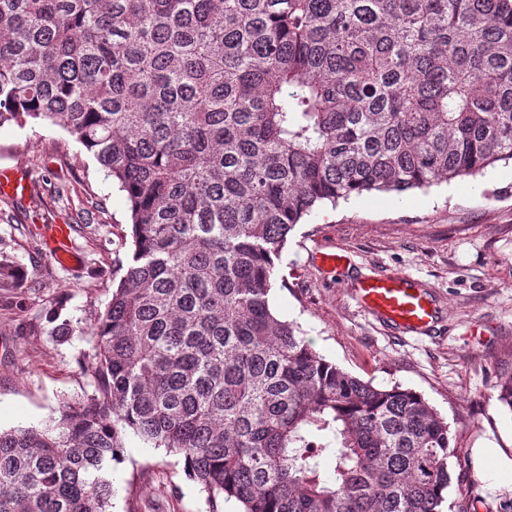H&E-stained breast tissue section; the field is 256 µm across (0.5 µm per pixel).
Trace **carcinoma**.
<instances>
[{
  "label": "carcinoma",
  "mask_w": 512,
  "mask_h": 512,
  "mask_svg": "<svg viewBox=\"0 0 512 512\" xmlns=\"http://www.w3.org/2000/svg\"><path fill=\"white\" fill-rule=\"evenodd\" d=\"M29 120L93 155L132 242L94 392L0 431V512H110L129 431L213 506L471 512L445 418L270 293L319 205L512 160V0H0V128Z\"/></svg>",
  "instance_id": "1"
}]
</instances>
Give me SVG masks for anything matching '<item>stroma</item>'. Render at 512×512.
I'll use <instances>...</instances> for the list:
<instances>
[{"instance_id": "35a3bbf8", "label": "stroma", "mask_w": 512, "mask_h": 512, "mask_svg": "<svg viewBox=\"0 0 512 512\" xmlns=\"http://www.w3.org/2000/svg\"><path fill=\"white\" fill-rule=\"evenodd\" d=\"M34 182L26 201L0 197V259L16 275L0 283V429L43 426L61 402L94 391V337L58 338L62 321L85 327L102 315L130 242L125 198L94 158L44 121L0 128V168ZM71 224L75 264L51 258L40 227ZM343 253L338 282L316 255ZM401 272L431 285L441 311L432 336L389 329L356 302L359 274ZM272 304L341 368L389 388L420 393L461 448L452 500L477 512L512 502V410L495 384L512 375V162L485 174L403 195L371 193L317 207L292 232L276 268ZM112 512H209L183 461L125 436L113 469Z\"/></svg>"}]
</instances>
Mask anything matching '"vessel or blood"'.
Wrapping results in <instances>:
<instances>
[{
	"label": "vessel or blood",
	"instance_id": "vessel-or-blood-1",
	"mask_svg": "<svg viewBox=\"0 0 512 512\" xmlns=\"http://www.w3.org/2000/svg\"><path fill=\"white\" fill-rule=\"evenodd\" d=\"M32 190L33 183L23 169L0 170L1 197L21 200ZM70 235L71 227L65 223L43 226L50 257L72 263ZM354 297L364 311L400 331L429 334L438 323V306L430 292L401 272L361 277L355 284Z\"/></svg>",
	"mask_w": 512,
	"mask_h": 512
}]
</instances>
